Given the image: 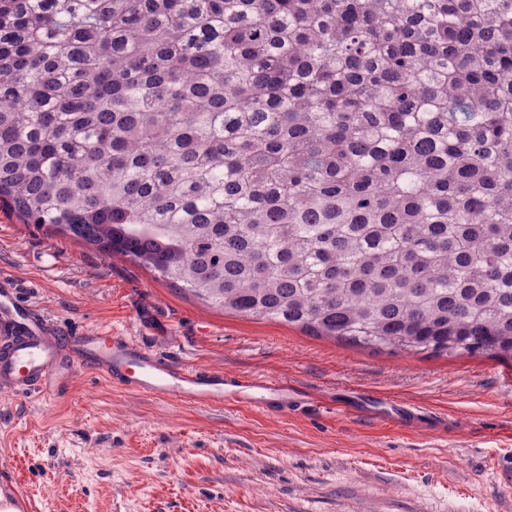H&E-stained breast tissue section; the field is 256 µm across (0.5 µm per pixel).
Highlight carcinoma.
<instances>
[{
    "instance_id": "cac0c4a2",
    "label": "carcinoma",
    "mask_w": 512,
    "mask_h": 512,
    "mask_svg": "<svg viewBox=\"0 0 512 512\" xmlns=\"http://www.w3.org/2000/svg\"><path fill=\"white\" fill-rule=\"evenodd\" d=\"M0 207L229 314L512 361V0H0Z\"/></svg>"
}]
</instances>
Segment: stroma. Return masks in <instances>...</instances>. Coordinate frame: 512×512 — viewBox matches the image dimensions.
<instances>
[{"instance_id": "1", "label": "stroma", "mask_w": 512, "mask_h": 512, "mask_svg": "<svg viewBox=\"0 0 512 512\" xmlns=\"http://www.w3.org/2000/svg\"><path fill=\"white\" fill-rule=\"evenodd\" d=\"M69 332L112 330L177 362L264 374L288 411L176 404L87 370L54 395L0 391V498L30 512H512V363L375 352L238 317L122 256L0 210V272ZM357 389L446 429L350 410Z\"/></svg>"}]
</instances>
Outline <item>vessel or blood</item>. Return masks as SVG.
<instances>
[{
	"label": "vessel or blood",
	"mask_w": 512,
	"mask_h": 512,
	"mask_svg": "<svg viewBox=\"0 0 512 512\" xmlns=\"http://www.w3.org/2000/svg\"><path fill=\"white\" fill-rule=\"evenodd\" d=\"M22 288L14 277L0 273V390L23 397L46 396L57 380L80 367L125 390L191 405L232 401L269 412L290 409L295 401L294 390L283 380L262 374L241 379L176 364L103 330L70 333L26 300ZM345 396L350 407L375 419L390 418L403 426L440 425L413 405L354 389Z\"/></svg>",
	"instance_id": "vessel-or-blood-1"
}]
</instances>
